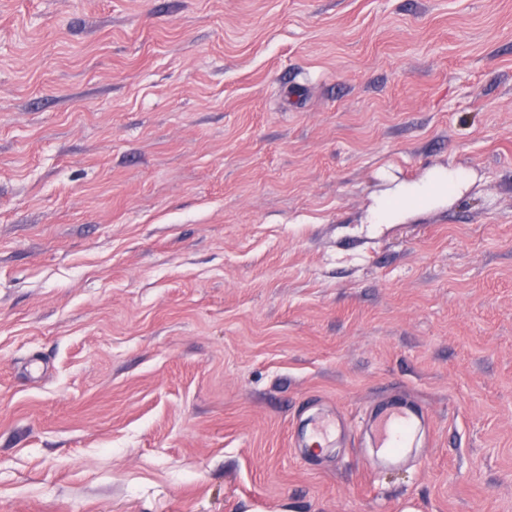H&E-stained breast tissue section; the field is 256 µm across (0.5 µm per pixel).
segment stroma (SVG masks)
<instances>
[{"label":"stroma","mask_w":512,"mask_h":512,"mask_svg":"<svg viewBox=\"0 0 512 512\" xmlns=\"http://www.w3.org/2000/svg\"><path fill=\"white\" fill-rule=\"evenodd\" d=\"M0 512H512V0H0ZM465 180L466 174L460 170L439 171L426 183L408 186L404 194L428 201L442 196L449 187H454ZM423 420L422 412L406 402L394 401L379 411L375 421L376 439L380 448L387 449L382 464L400 462L411 434Z\"/></svg>","instance_id":"stroma-1"}]
</instances>
